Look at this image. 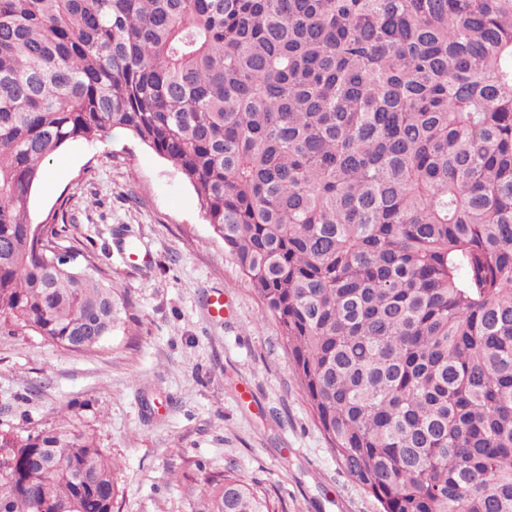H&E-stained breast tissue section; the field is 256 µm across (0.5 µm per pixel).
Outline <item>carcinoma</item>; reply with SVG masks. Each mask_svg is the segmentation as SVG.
I'll return each instance as SVG.
<instances>
[{"instance_id":"1","label":"carcinoma","mask_w":512,"mask_h":512,"mask_svg":"<svg viewBox=\"0 0 512 512\" xmlns=\"http://www.w3.org/2000/svg\"><path fill=\"white\" fill-rule=\"evenodd\" d=\"M115 129L178 167L383 512H512V0H0V334L70 351L127 299L32 194ZM112 461L0 429V512ZM200 512H271L233 474Z\"/></svg>"}]
</instances>
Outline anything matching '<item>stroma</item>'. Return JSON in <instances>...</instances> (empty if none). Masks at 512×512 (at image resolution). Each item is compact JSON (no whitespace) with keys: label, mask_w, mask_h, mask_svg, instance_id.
<instances>
[{"label":"stroma","mask_w":512,"mask_h":512,"mask_svg":"<svg viewBox=\"0 0 512 512\" xmlns=\"http://www.w3.org/2000/svg\"><path fill=\"white\" fill-rule=\"evenodd\" d=\"M45 177L35 218L63 213L65 246L111 270L130 319L85 352L0 336V428L92 436L116 465L112 512H197L207 477L227 472L275 512H382L337 461L278 322L171 162L117 130L70 143ZM133 248L153 255L148 269L128 264Z\"/></svg>","instance_id":"stroma-1"}]
</instances>
